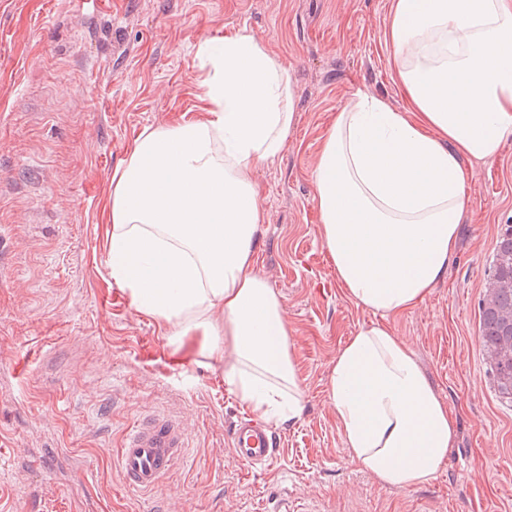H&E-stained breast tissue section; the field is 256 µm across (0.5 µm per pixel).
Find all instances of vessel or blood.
<instances>
[{
  "instance_id": "b4317fda",
  "label": "vessel or blood",
  "mask_w": 512,
  "mask_h": 512,
  "mask_svg": "<svg viewBox=\"0 0 512 512\" xmlns=\"http://www.w3.org/2000/svg\"><path fill=\"white\" fill-rule=\"evenodd\" d=\"M228 436L234 457L253 470L268 468L281 444L271 427L245 417L231 425ZM188 445V432L174 416L157 413L138 420L117 456L125 485L138 492L155 490L184 457Z\"/></svg>"
}]
</instances>
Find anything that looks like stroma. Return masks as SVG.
<instances>
[{
    "instance_id": "35a3bbf8",
    "label": "stroma",
    "mask_w": 512,
    "mask_h": 512,
    "mask_svg": "<svg viewBox=\"0 0 512 512\" xmlns=\"http://www.w3.org/2000/svg\"><path fill=\"white\" fill-rule=\"evenodd\" d=\"M393 0H0V512H512V406L495 392L478 303L512 225V139L468 174L447 277L390 322L447 402L457 435L431 483L386 488L352 462L327 401L331 361L372 312L336 285L314 167L357 92L400 109L387 26ZM244 28L288 70L296 121L259 169V271L280 294L304 410L278 425L276 463L254 472L225 442L243 412L219 369L176 361L112 280L102 205L145 128L193 114L200 41ZM166 412L190 434L150 493L115 464L129 423Z\"/></svg>"
}]
</instances>
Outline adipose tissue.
<instances>
[{
	"mask_svg": "<svg viewBox=\"0 0 512 512\" xmlns=\"http://www.w3.org/2000/svg\"><path fill=\"white\" fill-rule=\"evenodd\" d=\"M404 109L364 93L314 168L323 246L344 296L379 321L337 350L328 401L351 460L390 488L429 484L456 427L391 318L448 275L463 226V160L512 138V0H393ZM197 117L147 128L103 205L110 274L178 361H210L250 414L298 420L303 394L280 295L257 270L259 168L295 123L287 69L247 30L204 41Z\"/></svg>",
	"mask_w": 512,
	"mask_h": 512,
	"instance_id": "adipose-tissue-1",
	"label": "adipose tissue"
}]
</instances>
